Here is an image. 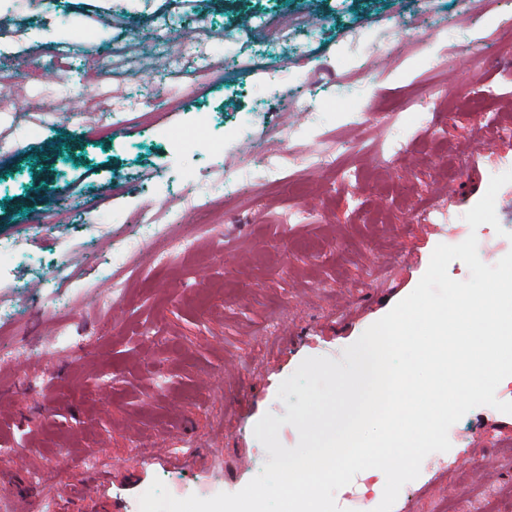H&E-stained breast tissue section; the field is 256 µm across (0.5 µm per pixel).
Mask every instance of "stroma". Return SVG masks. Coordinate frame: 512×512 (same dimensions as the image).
Listing matches in <instances>:
<instances>
[{
  "label": "stroma",
  "instance_id": "obj_1",
  "mask_svg": "<svg viewBox=\"0 0 512 512\" xmlns=\"http://www.w3.org/2000/svg\"><path fill=\"white\" fill-rule=\"evenodd\" d=\"M432 2L453 29L421 42L423 0H0L12 73L0 96L13 103L0 128L20 142L0 157V240L22 241L0 261V307L22 317L20 347L0 364V512L39 500L47 472L62 480L55 512H139L156 479L177 498L210 482L234 493L243 456L261 472L270 456L242 427L244 399H263L269 374L354 343L414 290L436 225L462 223L512 170V37L499 28L512 0ZM295 18L307 24L285 45L260 26ZM384 24L371 73L345 83L350 34ZM115 49L104 80L126 107L149 93L178 102L162 128L87 136L97 90L59 76L57 54L76 67ZM34 70L44 78L30 87ZM37 120L46 133L31 134ZM171 130L189 143L174 148ZM268 136L300 159L353 148L303 171L307 206L269 185L256 152ZM219 170L252 190L223 197L201 237L184 192H208ZM102 200L112 213L94 216ZM143 209L165 230L135 238L129 276L112 238ZM193 235L195 252L156 267L159 250ZM456 428L441 477L425 466L402 487L409 512H476L490 491L496 512H512V414L479 406ZM176 433L193 469L146 467L143 450ZM459 450L496 464L452 467Z\"/></svg>",
  "mask_w": 512,
  "mask_h": 512
}]
</instances>
